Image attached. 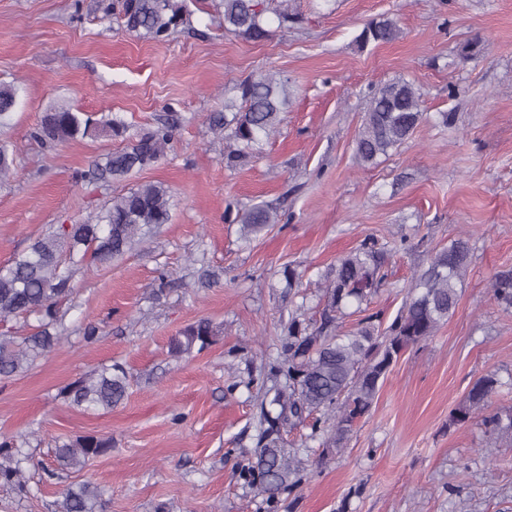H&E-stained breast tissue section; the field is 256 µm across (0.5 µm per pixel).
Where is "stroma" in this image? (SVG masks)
<instances>
[{
    "label": "stroma",
    "mask_w": 512,
    "mask_h": 512,
    "mask_svg": "<svg viewBox=\"0 0 512 512\" xmlns=\"http://www.w3.org/2000/svg\"><path fill=\"white\" fill-rule=\"evenodd\" d=\"M109 2L0 0V82L19 89L0 127L17 163L0 185V265L140 183L171 196V220L150 241L75 271L67 339L0 380V437H26L39 463L26 496L0 486V512H57L64 482L86 479L103 489L104 512H512V433L490 448L479 418L449 422L487 375L500 382L488 412L512 408V308L490 288L512 277V0H296L301 22H270L257 42L225 33L203 0L190 26L146 41L113 24ZM383 15L399 39L360 47L363 26ZM259 72L287 78L288 106L261 155L225 167L208 119L225 90ZM397 78L420 90L426 117L389 156L361 165L354 139L371 91ZM56 106L116 114L129 129L47 147L30 132ZM171 115L174 140L155 167L78 181ZM254 205L280 223L248 235L225 216ZM460 237L472 262L453 314L406 350L340 446L322 447L306 423L282 428L303 476L267 501L240 469L259 449L260 400L291 317L317 327L331 268L371 239L388 259L368 310L388 326L413 277ZM202 266L218 275L207 288L194 285ZM290 269L301 287L286 288ZM163 272L172 286L158 298ZM202 317L215 343L172 354L171 339ZM87 320L101 328L91 341ZM104 364L127 371L124 401L106 413L73 407L64 388ZM87 434L111 437V451L66 479L50 475L56 443Z\"/></svg>",
    "instance_id": "stroma-1"
}]
</instances>
